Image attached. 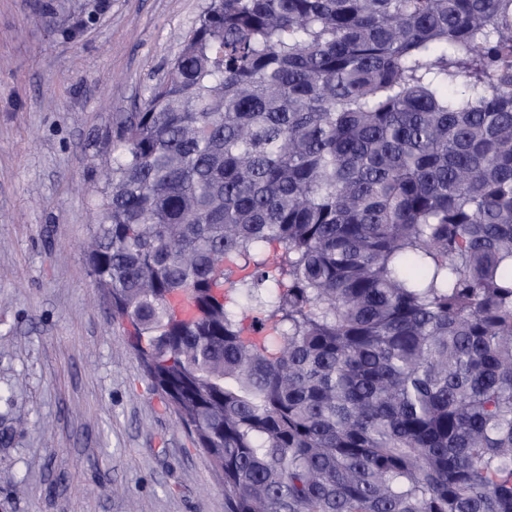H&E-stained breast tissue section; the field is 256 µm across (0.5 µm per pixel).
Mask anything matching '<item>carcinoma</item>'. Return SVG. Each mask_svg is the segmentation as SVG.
<instances>
[{
  "mask_svg": "<svg viewBox=\"0 0 512 512\" xmlns=\"http://www.w3.org/2000/svg\"><path fill=\"white\" fill-rule=\"evenodd\" d=\"M106 141L92 272L225 512H512V0H212Z\"/></svg>",
  "mask_w": 512,
  "mask_h": 512,
  "instance_id": "carcinoma-1",
  "label": "carcinoma"
}]
</instances>
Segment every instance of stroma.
I'll use <instances>...</instances> for the list:
<instances>
[{
	"mask_svg": "<svg viewBox=\"0 0 512 512\" xmlns=\"http://www.w3.org/2000/svg\"><path fill=\"white\" fill-rule=\"evenodd\" d=\"M210 0H0V512H224L84 252L105 134Z\"/></svg>",
	"mask_w": 512,
	"mask_h": 512,
	"instance_id": "stroma-1",
	"label": "stroma"
}]
</instances>
